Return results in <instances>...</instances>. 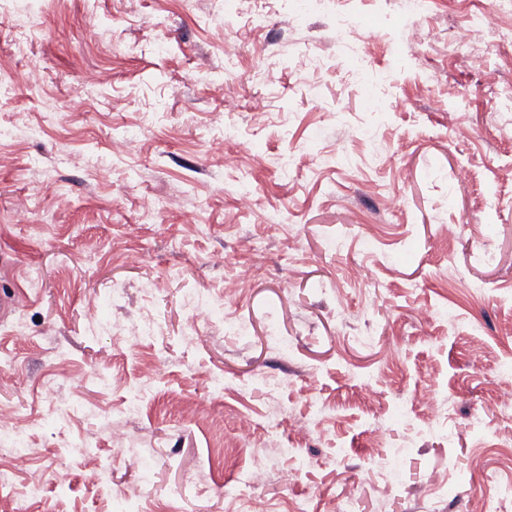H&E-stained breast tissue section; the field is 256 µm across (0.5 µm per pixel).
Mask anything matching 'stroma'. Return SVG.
<instances>
[{
    "instance_id": "1",
    "label": "stroma",
    "mask_w": 512,
    "mask_h": 512,
    "mask_svg": "<svg viewBox=\"0 0 512 512\" xmlns=\"http://www.w3.org/2000/svg\"><path fill=\"white\" fill-rule=\"evenodd\" d=\"M399 3L359 0L351 43L368 48V66L350 81L331 15L300 19L286 0H0V74L33 73L0 86V290L22 297L0 320V370L19 380L0 387V407L28 428L30 467L46 478L32 512H114L129 495L142 512H231L246 471L289 465L294 485L258 490L271 512L302 499L338 512L352 490L355 512H475L483 471L512 484V416L482 424L512 381V6L503 32L476 35L477 70L448 33L480 0H434L408 21ZM228 40L240 47L230 65ZM306 51L326 69L300 73ZM229 86L235 112L224 109ZM457 125L470 137H454ZM214 140L236 151L238 169ZM462 165L474 172L463 184ZM244 190L248 212L235 205ZM148 193L164 206L145 222ZM25 195L30 221L13 223ZM189 211L198 224L184 223ZM249 239L267 261L251 288L225 297ZM480 247L493 261L475 259ZM198 290L224 312L191 331L183 299ZM104 300L118 326L149 321L154 336L91 334L88 307ZM271 321L288 352L266 344ZM236 322L250 335H232ZM159 353L164 374L128 432L143 453L113 461L101 417L124 408ZM101 373L126 388L101 387ZM421 388L449 405L448 419L415 401ZM54 390L75 407L48 428ZM200 401L205 411L187 419L184 405ZM275 402L285 413L272 439ZM240 409L255 421L243 452ZM297 419L311 421L308 434ZM82 439L86 455L73 456ZM274 442L297 452L274 453ZM91 457L107 466L96 485L84 480ZM389 465L401 478L392 499L378 478ZM196 468L205 492L169 497Z\"/></svg>"
}]
</instances>
